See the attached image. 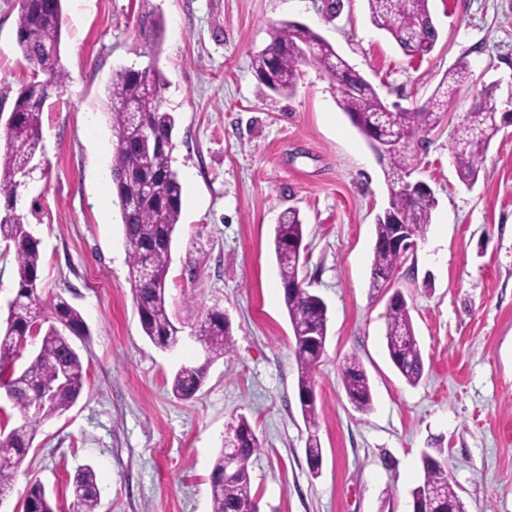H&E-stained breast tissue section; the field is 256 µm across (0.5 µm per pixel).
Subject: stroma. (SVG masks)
Masks as SVG:
<instances>
[{
    "instance_id": "obj_1",
    "label": "stroma",
    "mask_w": 512,
    "mask_h": 512,
    "mask_svg": "<svg viewBox=\"0 0 512 512\" xmlns=\"http://www.w3.org/2000/svg\"><path fill=\"white\" fill-rule=\"evenodd\" d=\"M63 0V93L42 114L35 177L17 204L40 241L42 286L77 308L87 377L76 403L46 422L4 501L13 512L40 480L61 512L71 481L92 466L99 512H211V473L230 425L245 416L263 444L250 461L259 512H411L423 454L438 455L467 512H512V126L492 142L474 186L457 176L451 143L484 86L512 98V0H429L434 50L411 57L371 23L366 0ZM18 0H0V112L31 82L17 45ZM159 15L161 38L142 29ZM283 21L307 25L388 102L425 104L459 59L470 79L417 148L412 180L438 205L394 287L411 309L424 375L409 385L385 348L388 294L370 286L376 217L387 203L382 167L337 104L332 82L301 68L292 95L271 92L253 55ZM155 66L176 116L171 160L183 186L166 277L180 340L142 332L112 187L106 86L123 68ZM305 222L299 276L328 309L315 369L317 435L297 396L294 338L273 252L288 208ZM231 325L232 353L205 363L192 334L209 311ZM357 358L373 405L356 411L340 371ZM206 364L202 388L176 398L171 378Z\"/></svg>"
}]
</instances>
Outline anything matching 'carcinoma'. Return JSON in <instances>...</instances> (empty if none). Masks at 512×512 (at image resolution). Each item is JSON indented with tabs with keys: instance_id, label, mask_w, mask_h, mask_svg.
Returning <instances> with one entry per match:
<instances>
[{
	"instance_id": "obj_1",
	"label": "carcinoma",
	"mask_w": 512,
	"mask_h": 512,
	"mask_svg": "<svg viewBox=\"0 0 512 512\" xmlns=\"http://www.w3.org/2000/svg\"><path fill=\"white\" fill-rule=\"evenodd\" d=\"M429 0H367L374 26L385 31L413 56L433 50L438 34L423 26L431 17ZM62 0H26L17 18V43L32 74L46 82H31L14 100L4 125L0 148V240L13 246L16 296L9 304L5 328L0 330V390L21 414V423L0 439V497L10 490L41 426L68 410L79 398L86 373L71 337L86 335L81 313L56 295L44 312L41 298L42 259L39 240L30 225L16 213L26 175L36 166L42 150V112L47 86H62L66 73L61 63ZM313 65L335 83L337 104L366 138L372 150L386 160L389 206L377 216L371 264V287L386 288V277L406 255L391 245L393 218L404 224L414 239L424 236L437 206L435 195L415 198L404 186L411 174L417 135L436 129L448 114L451 97L469 79V65L459 61L444 75L424 107L417 111L388 104L370 81L340 57L333 46L310 28L292 21L272 27L270 43L252 58V66L265 85L278 95H292L299 67ZM163 78L155 68H124L107 87L112 144V183L119 200L129 254L130 279L141 328L155 345L166 348L176 341L178 329L166 306V276L173 236L180 223L183 187L171 166L175 118L163 106ZM504 128L495 106L477 105L455 130L451 150L462 183L474 185L487 151ZM304 237L299 212L288 209L275 225L274 250L283 288V301L293 328L298 366L297 393L310 434L306 446L312 471L322 464L316 432L314 371L322 348L309 337L323 338L328 311L321 297L303 287L299 279ZM207 353V361L233 350L229 323L219 311L207 313L194 331ZM386 347L390 360L410 385L424 373V359L404 295L393 292L386 307ZM32 346L28 360L17 366L23 346ZM207 366H184L172 380V392L189 400L201 388ZM341 381L350 404L358 411L371 408L367 373L355 358L341 368ZM228 436L237 448L238 468L224 476V454L216 458L212 476L211 512H257L249 464L262 443L244 416L231 426ZM423 479L412 492V512H425L427 490L438 493L447 512H467L450 485L442 463L426 454ZM73 512H98L100 493L96 473L89 465L77 468L72 480ZM20 512H57L43 483L28 482Z\"/></svg>"
}]
</instances>
